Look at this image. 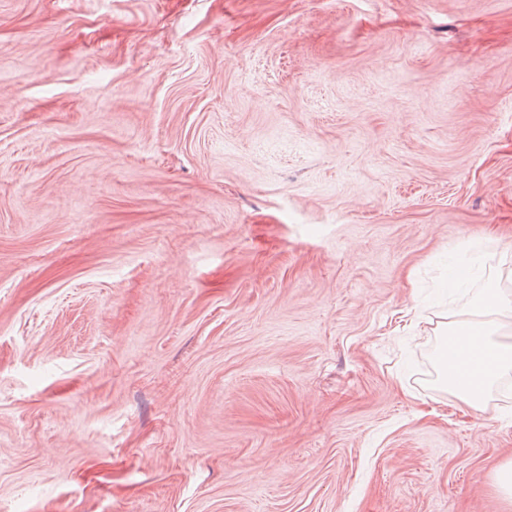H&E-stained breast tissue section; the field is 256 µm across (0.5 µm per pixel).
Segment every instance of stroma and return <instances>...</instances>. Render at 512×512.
Returning <instances> with one entry per match:
<instances>
[{
    "mask_svg": "<svg viewBox=\"0 0 512 512\" xmlns=\"http://www.w3.org/2000/svg\"><path fill=\"white\" fill-rule=\"evenodd\" d=\"M512 0H0V512H512ZM474 308V313L461 314L442 336L436 361L442 384L467 406L484 413L489 386L512 366V343L499 339L496 323L512 321V301L498 288H484Z\"/></svg>",
    "mask_w": 512,
    "mask_h": 512,
    "instance_id": "stroma-1",
    "label": "stroma"
}]
</instances>
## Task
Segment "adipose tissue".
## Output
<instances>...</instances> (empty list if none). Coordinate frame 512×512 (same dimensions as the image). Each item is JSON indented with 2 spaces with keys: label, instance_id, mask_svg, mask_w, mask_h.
<instances>
[{
  "label": "adipose tissue",
  "instance_id": "obj_1",
  "mask_svg": "<svg viewBox=\"0 0 512 512\" xmlns=\"http://www.w3.org/2000/svg\"><path fill=\"white\" fill-rule=\"evenodd\" d=\"M501 319L512 320V299L499 289H483L474 300L473 312L460 315L438 346L442 384L480 413L490 385L512 368V343L498 336Z\"/></svg>",
  "mask_w": 512,
  "mask_h": 512
}]
</instances>
